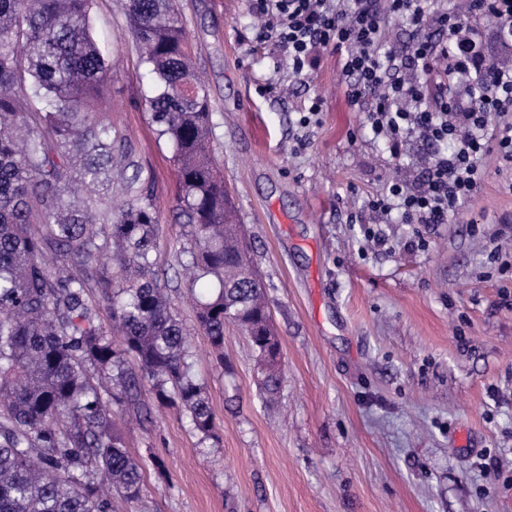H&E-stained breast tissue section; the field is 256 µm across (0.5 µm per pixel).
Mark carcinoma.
Masks as SVG:
<instances>
[{
	"label": "carcinoma",
	"instance_id": "cac0c4a2",
	"mask_svg": "<svg viewBox=\"0 0 512 512\" xmlns=\"http://www.w3.org/2000/svg\"><path fill=\"white\" fill-rule=\"evenodd\" d=\"M90 9L91 0H0V512H114L116 496L139 500L145 467L115 413L149 421L146 385L185 412L200 441L218 442L157 272L156 198L127 139L101 117L112 62ZM125 14L153 76L151 122L177 172V265L189 287L213 284L196 323L221 368L226 328L241 330L271 400L283 382L280 342L241 248L179 0H126Z\"/></svg>",
	"mask_w": 512,
	"mask_h": 512
}]
</instances>
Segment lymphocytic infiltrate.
<instances>
[{
    "label": "lymphocytic infiltrate",
    "instance_id": "lymphocytic-infiltrate-1",
    "mask_svg": "<svg viewBox=\"0 0 512 512\" xmlns=\"http://www.w3.org/2000/svg\"><path fill=\"white\" fill-rule=\"evenodd\" d=\"M435 0H250L258 37L282 51L303 74L320 51L340 58L345 95L363 109L392 157L419 136L439 145L422 176L387 182L372 206L400 209L408 224H445L481 186L484 159L512 169V66L471 67L476 46L467 15ZM419 30L409 54L386 34L393 17Z\"/></svg>",
    "mask_w": 512,
    "mask_h": 512
}]
</instances>
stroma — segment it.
<instances>
[{
	"instance_id": "35a3bbf8",
	"label": "stroma",
	"mask_w": 512,
	"mask_h": 512,
	"mask_svg": "<svg viewBox=\"0 0 512 512\" xmlns=\"http://www.w3.org/2000/svg\"><path fill=\"white\" fill-rule=\"evenodd\" d=\"M209 84L214 148L266 285L286 381L264 400L245 336L215 365L175 256L185 243L177 175L145 97L152 76L125 0H93L112 58V123L158 203L159 270L191 336L217 444L175 408L131 426L146 470L118 512H512V171L485 162L449 224H405L369 208L389 177H419L436 148L393 162L344 94L335 53L298 79L256 38L248 0H181ZM319 124L299 119L313 98Z\"/></svg>"
}]
</instances>
